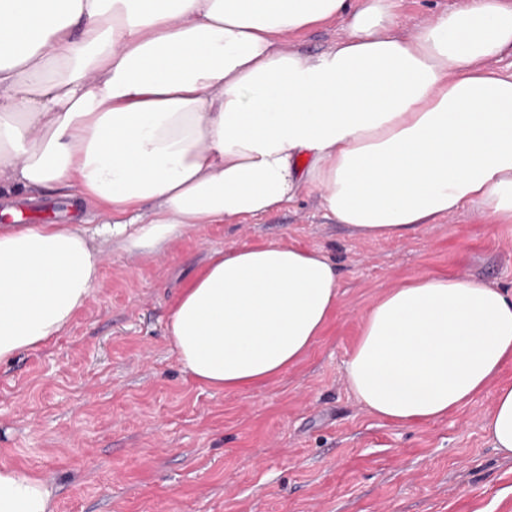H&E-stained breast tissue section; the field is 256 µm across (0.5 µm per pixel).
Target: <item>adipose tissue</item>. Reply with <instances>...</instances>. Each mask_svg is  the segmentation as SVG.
Here are the masks:
<instances>
[{
  "label": "adipose tissue",
  "instance_id": "adipose-tissue-1",
  "mask_svg": "<svg viewBox=\"0 0 512 512\" xmlns=\"http://www.w3.org/2000/svg\"><path fill=\"white\" fill-rule=\"evenodd\" d=\"M400 0H0V208L75 188L125 250L280 211L318 188L326 214L393 239L472 206L512 224V0L456 6L396 32ZM346 20L318 57L292 36ZM105 252L82 220L0 225V362L60 335ZM322 251L270 241L214 251L166 336L217 390L298 365L335 310ZM512 362V290L445 272L403 279L361 315L345 363L370 414L447 416ZM483 430L512 458V384ZM41 479L0 467V512H51Z\"/></svg>",
  "mask_w": 512,
  "mask_h": 512
}]
</instances>
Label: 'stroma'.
Instances as JSON below:
<instances>
[{
    "label": "stroma",
    "mask_w": 512,
    "mask_h": 512,
    "mask_svg": "<svg viewBox=\"0 0 512 512\" xmlns=\"http://www.w3.org/2000/svg\"><path fill=\"white\" fill-rule=\"evenodd\" d=\"M274 240L336 262L331 322L265 385L201 387L165 338L171 303L213 251ZM437 271L512 287V224L464 209L366 240L314 190L259 220L201 225L156 256L113 250L69 327L0 363V466L47 482L53 512H512V459L482 428L494 387L410 426L370 415L347 388L362 312Z\"/></svg>",
    "instance_id": "1"
}]
</instances>
